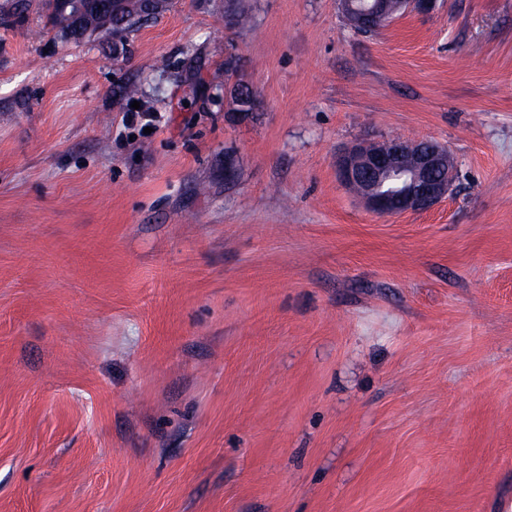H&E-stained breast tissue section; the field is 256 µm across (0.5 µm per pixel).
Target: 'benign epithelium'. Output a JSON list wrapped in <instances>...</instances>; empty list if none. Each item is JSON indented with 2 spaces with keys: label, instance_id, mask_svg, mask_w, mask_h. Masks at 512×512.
<instances>
[{
  "label": "benign epithelium",
  "instance_id": "benign-epithelium-1",
  "mask_svg": "<svg viewBox=\"0 0 512 512\" xmlns=\"http://www.w3.org/2000/svg\"><path fill=\"white\" fill-rule=\"evenodd\" d=\"M339 4L346 23L363 31L390 23L402 9L426 10L432 2L339 0ZM453 172L448 149L431 140L356 145L338 162L341 181L357 190L368 209L380 216L430 209L448 195Z\"/></svg>",
  "mask_w": 512,
  "mask_h": 512
}]
</instances>
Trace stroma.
I'll return each instance as SVG.
<instances>
[{
	"instance_id": "obj_1",
	"label": "stroma",
	"mask_w": 512,
	"mask_h": 512,
	"mask_svg": "<svg viewBox=\"0 0 512 512\" xmlns=\"http://www.w3.org/2000/svg\"><path fill=\"white\" fill-rule=\"evenodd\" d=\"M246 2L0 25V512H512V0ZM394 138L456 176L380 217ZM128 1L127 9L124 11L127 16V22L122 26H118L117 21L108 11H98L90 8L80 18V26H91L95 32H125L132 29L140 23L137 17L140 10V2L142 0H126ZM393 1V3H390ZM431 0H340L346 23L359 31L377 28L390 23L402 9H428ZM454 168L448 149L431 140L356 145L338 162L341 181L380 216L430 209L448 195Z\"/></svg>"
}]
</instances>
